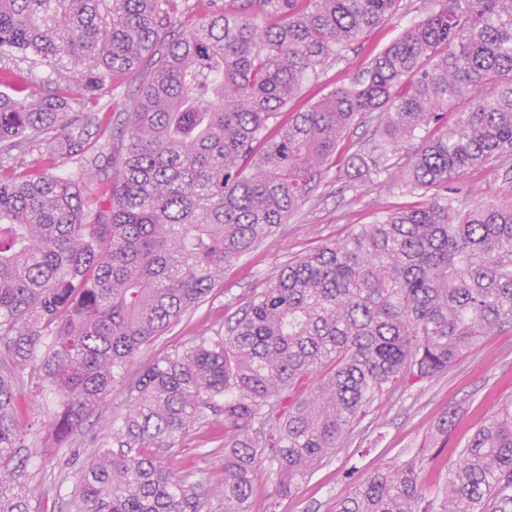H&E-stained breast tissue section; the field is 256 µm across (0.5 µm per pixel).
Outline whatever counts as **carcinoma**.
<instances>
[{
  "label": "carcinoma",
  "mask_w": 512,
  "mask_h": 512,
  "mask_svg": "<svg viewBox=\"0 0 512 512\" xmlns=\"http://www.w3.org/2000/svg\"><path fill=\"white\" fill-rule=\"evenodd\" d=\"M182 2L113 0L108 16L102 0H0V512H31L17 458L27 387L54 398L44 431L61 447L123 385L75 512H203L201 484L162 457L209 416L224 429L216 495L250 512L260 460L271 496H293L382 395L512 331V195L467 208L457 185L512 164V0H429L349 85L286 119L401 0H197L199 23L177 34ZM23 58L73 75L19 88ZM146 63L117 123L71 111L74 92L91 109ZM365 114L377 139L348 163L418 201L288 262L226 329L127 377L286 223ZM36 140L50 165L25 160ZM63 155L75 174L54 173ZM422 471L382 468L335 512H512V400L441 486L425 492Z\"/></svg>",
  "instance_id": "obj_1"
}]
</instances>
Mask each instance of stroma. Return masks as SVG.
<instances>
[{
    "mask_svg": "<svg viewBox=\"0 0 512 512\" xmlns=\"http://www.w3.org/2000/svg\"><path fill=\"white\" fill-rule=\"evenodd\" d=\"M426 14L424 0H401L396 16L371 31L361 44L331 62L319 78L307 83L288 105L298 112L317 101L333 87L349 84L372 59L406 28ZM374 123L357 120L348 137L339 145V163L325 167L309 200L289 217L274 234L225 269L224 280L208 297L187 311L135 360L144 365L179 348L190 336L225 325L257 289L279 274L295 256L326 243L346 238L359 225L369 224L392 209L413 205L416 195L389 193L381 188L366 169L345 165V158L356 154L372 138ZM464 202L472 207L512 191V170L494 168L477 178L464 179ZM121 390H114L90 416L70 447L45 451L37 430L49 417L51 398L25 390L18 401L20 427L35 426L21 451L27 460L29 483L36 496L32 512H74L72 494L79 484L81 470L90 461L104 432L100 417L118 413ZM512 398V332L485 338L448 371L417 383L395 398H381L355 422L344 449L318 467L292 497L278 501L270 496L269 482H260L252 498V512H332L338 499L347 496L355 479L377 469L410 459L422 461L425 490L441 483L448 466L474 431L483 425L499 403ZM455 411V424L447 447L433 439L439 419ZM219 430L210 421L197 425L165 462L173 470L196 471L197 481L217 486L224 478L221 454L213 453L212 440Z\"/></svg>",
    "mask_w": 512,
    "mask_h": 512,
    "instance_id": "35a3bbf8",
    "label": "stroma"
}]
</instances>
